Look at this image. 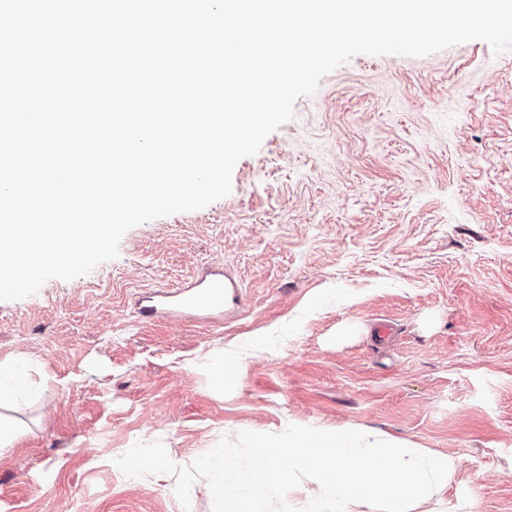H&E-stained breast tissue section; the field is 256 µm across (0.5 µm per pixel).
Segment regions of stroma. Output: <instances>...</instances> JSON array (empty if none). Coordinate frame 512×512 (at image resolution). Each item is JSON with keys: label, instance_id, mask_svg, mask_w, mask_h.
<instances>
[{"label": "stroma", "instance_id": "obj_1", "mask_svg": "<svg viewBox=\"0 0 512 512\" xmlns=\"http://www.w3.org/2000/svg\"><path fill=\"white\" fill-rule=\"evenodd\" d=\"M215 271L223 315L141 318L146 292ZM22 355L0 512H212L205 478L185 507L176 474L115 458L159 439L186 467L292 424L447 456V488L411 512H512V51L353 57L236 164L228 196L0 302V362Z\"/></svg>", "mask_w": 512, "mask_h": 512}]
</instances>
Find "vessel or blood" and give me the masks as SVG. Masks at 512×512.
Masks as SVG:
<instances>
[{"instance_id": "b4317fda", "label": "vessel or blood", "mask_w": 512, "mask_h": 512, "mask_svg": "<svg viewBox=\"0 0 512 512\" xmlns=\"http://www.w3.org/2000/svg\"><path fill=\"white\" fill-rule=\"evenodd\" d=\"M224 279L213 274L180 291H155L143 297L140 312L144 318L160 315H207L224 312Z\"/></svg>"}]
</instances>
